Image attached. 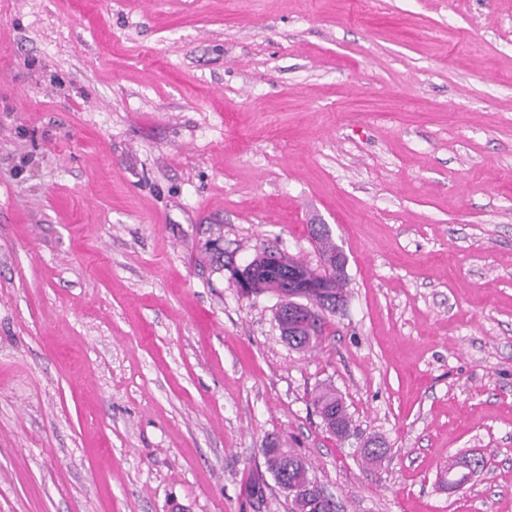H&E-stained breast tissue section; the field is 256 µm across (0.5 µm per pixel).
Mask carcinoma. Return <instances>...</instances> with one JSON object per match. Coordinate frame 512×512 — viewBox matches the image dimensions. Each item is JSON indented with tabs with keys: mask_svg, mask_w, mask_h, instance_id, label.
<instances>
[{
	"mask_svg": "<svg viewBox=\"0 0 512 512\" xmlns=\"http://www.w3.org/2000/svg\"><path fill=\"white\" fill-rule=\"evenodd\" d=\"M311 239L318 248L322 258L320 273L327 279L331 287L340 295L345 294L347 276L336 275V245L330 231L321 228L310 231ZM326 318L320 315L318 320L301 328L296 336L288 337V344L299 350L308 351L316 347L325 332ZM312 404L316 414L321 418L328 431L339 438L350 435L351 420L344 398L331 386L316 389ZM267 470L273 475L276 483L288 491L291 498V512H322L320 504L305 495V490L311 485L314 477L310 473V465L306 459L280 448H265Z\"/></svg>",
	"mask_w": 512,
	"mask_h": 512,
	"instance_id": "1",
	"label": "carcinoma"
}]
</instances>
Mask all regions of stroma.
<instances>
[{"label": "stroma", "instance_id": "35a3bbf8", "mask_svg": "<svg viewBox=\"0 0 512 512\" xmlns=\"http://www.w3.org/2000/svg\"><path fill=\"white\" fill-rule=\"evenodd\" d=\"M320 222L300 352L234 272ZM273 442L337 512H512V0H0V512H290ZM314 227L319 229L320 225H314ZM310 234L322 258V266L319 268L322 277L330 282L331 287L337 290L340 298L344 300L343 294H345L347 276L345 272H343L342 276L336 277V268L341 269L339 265L346 258L345 254L340 249L336 260V252L339 250V247L332 239L328 228H320L318 231H314L312 224ZM273 258L274 264L279 272V279L284 283L286 288H310L312 291L321 292H326V289L330 288L329 283L322 278L314 280L313 282H303V280L308 277V274L302 273V269L296 258L281 253L275 255ZM312 404L328 431L339 438H347L351 420L344 398L331 386L317 388Z\"/></svg>", "mask_w": 512, "mask_h": 512}]
</instances>
